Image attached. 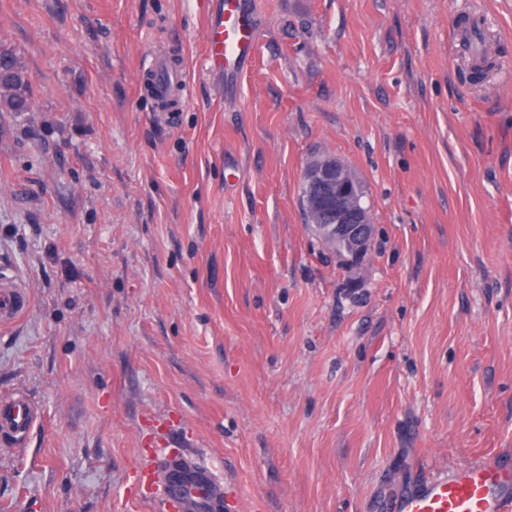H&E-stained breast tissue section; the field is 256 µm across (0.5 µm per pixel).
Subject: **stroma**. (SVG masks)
Wrapping results in <instances>:
<instances>
[{
    "label": "stroma",
    "mask_w": 512,
    "mask_h": 512,
    "mask_svg": "<svg viewBox=\"0 0 512 512\" xmlns=\"http://www.w3.org/2000/svg\"><path fill=\"white\" fill-rule=\"evenodd\" d=\"M234 88L202 0H0L32 109L0 112V512H169L184 453L224 512H369L512 456V0H256ZM495 61L467 77L461 16ZM186 66L164 121L146 59ZM327 152L375 226L361 288L308 230ZM24 281L18 275L0 277V324L6 329L15 323L30 302ZM35 418V407L23 394L0 403V430L10 433L18 443L29 432Z\"/></svg>",
    "instance_id": "obj_1"
}]
</instances>
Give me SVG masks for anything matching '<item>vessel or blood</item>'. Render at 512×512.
I'll return each mask as SVG.
<instances>
[{"instance_id": "b4317fda", "label": "vessel or blood", "mask_w": 512, "mask_h": 512, "mask_svg": "<svg viewBox=\"0 0 512 512\" xmlns=\"http://www.w3.org/2000/svg\"><path fill=\"white\" fill-rule=\"evenodd\" d=\"M205 31V56L210 70L236 81L254 54L257 30L254 0H211ZM149 69L166 76V84L153 87L161 95L174 85L180 100L189 97V82L182 66H169L159 55L151 56ZM30 297L24 281L16 275L0 277V326L15 323L28 307ZM36 411L22 394L0 403V430L23 440L33 426ZM162 471L180 474L178 489L183 512H221L222 488L204 469L167 459ZM380 512H512V460L489 455L466 467H451L438 476L418 481L408 492L382 500Z\"/></svg>"}]
</instances>
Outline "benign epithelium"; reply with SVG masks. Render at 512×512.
I'll use <instances>...</instances> for the list:
<instances>
[{"label": "benign epithelium", "mask_w": 512, "mask_h": 512, "mask_svg": "<svg viewBox=\"0 0 512 512\" xmlns=\"http://www.w3.org/2000/svg\"><path fill=\"white\" fill-rule=\"evenodd\" d=\"M303 182L311 188L308 207L330 220L328 224H311L309 229L336 258L349 287H358L372 249L374 225L368 211L350 204L354 183L347 165L332 155L313 158L306 164Z\"/></svg>", "instance_id": "7a95c632"}]
</instances>
